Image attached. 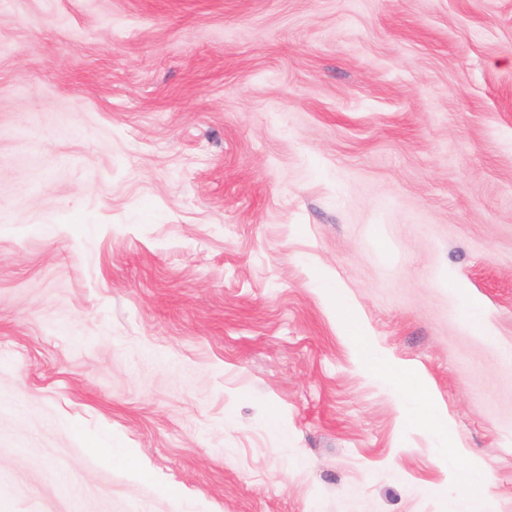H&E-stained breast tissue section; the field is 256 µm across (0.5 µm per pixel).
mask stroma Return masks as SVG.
Wrapping results in <instances>:
<instances>
[{
  "instance_id": "1",
  "label": "stroma",
  "mask_w": 512,
  "mask_h": 512,
  "mask_svg": "<svg viewBox=\"0 0 512 512\" xmlns=\"http://www.w3.org/2000/svg\"><path fill=\"white\" fill-rule=\"evenodd\" d=\"M466 495L512 512V0H0V512Z\"/></svg>"
}]
</instances>
